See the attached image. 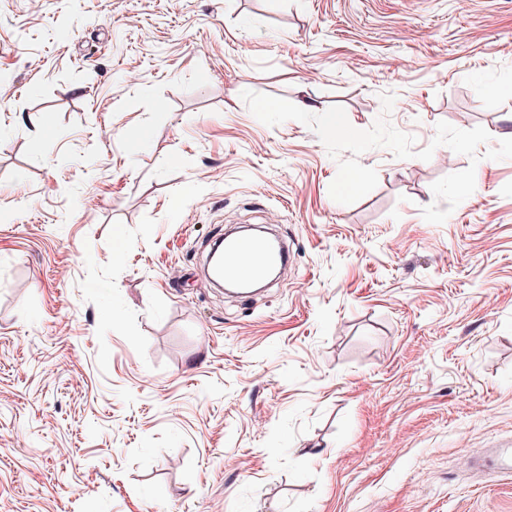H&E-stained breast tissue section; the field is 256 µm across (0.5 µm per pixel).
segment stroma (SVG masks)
I'll list each match as a JSON object with an SVG mask.
<instances>
[{
    "label": "stroma",
    "instance_id": "1",
    "mask_svg": "<svg viewBox=\"0 0 512 512\" xmlns=\"http://www.w3.org/2000/svg\"><path fill=\"white\" fill-rule=\"evenodd\" d=\"M246 90L496 148L512 0H0V512H512V159L376 147L344 205ZM233 224L293 252L250 300Z\"/></svg>",
    "mask_w": 512,
    "mask_h": 512
}]
</instances>
